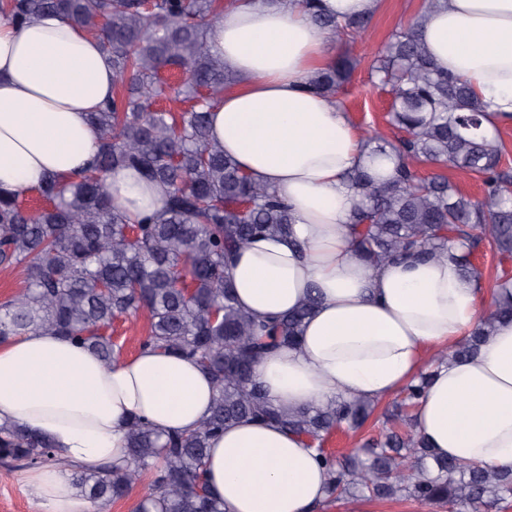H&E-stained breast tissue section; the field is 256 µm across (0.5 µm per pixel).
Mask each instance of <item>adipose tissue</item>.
<instances>
[{"mask_svg": "<svg viewBox=\"0 0 512 512\" xmlns=\"http://www.w3.org/2000/svg\"><path fill=\"white\" fill-rule=\"evenodd\" d=\"M419 34L435 65L483 103L487 134L512 124V0H436ZM208 45L236 78L209 114V138L292 219L290 236L238 251L229 270L237 304L262 318L317 299L300 347L265 358L254 378L288 408L384 399L422 370L428 350L473 325L477 283L447 258L372 267L354 252L348 175L366 160V136L311 88L335 48L303 0H227ZM114 93L99 39L57 13L20 25L0 11V194L22 198L48 177L83 171L99 150L89 116ZM107 186L130 218L165 209V187L134 169L111 172ZM215 394L208 374L174 354L143 349L107 363L42 331L0 343V424L46 436L87 468L123 460L131 418L190 431ZM417 425L439 456L512 466V322H500L476 357L437 368ZM207 477L226 512H318L327 481L305 441L250 421L211 440ZM25 484L38 512H91L66 470H29Z\"/></svg>", "mask_w": 512, "mask_h": 512, "instance_id": "ef3b65f1", "label": "adipose tissue"}]
</instances>
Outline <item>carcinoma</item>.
Here are the masks:
<instances>
[{
    "instance_id": "carcinoma-1",
    "label": "carcinoma",
    "mask_w": 512,
    "mask_h": 512,
    "mask_svg": "<svg viewBox=\"0 0 512 512\" xmlns=\"http://www.w3.org/2000/svg\"><path fill=\"white\" fill-rule=\"evenodd\" d=\"M23 23L57 11L103 41L112 59L116 93L92 113L101 146L95 164L75 181L46 179L37 191L45 205L28 211L21 199L0 196V266L22 269L25 288L0 304V339L26 330L81 343L110 362L122 350L104 330L140 311L148 316L143 348L194 359L208 372L217 398L211 415L190 433L162 434L134 419L128 425L123 467L85 471L52 443L20 429L0 427V462L60 465L93 512H108L143 482L136 512H225L209 491V440L243 419L274 421L315 444L328 483L325 508L351 499L410 500L479 512L512 502V466L490 468L439 457L417 430V410L432 382L426 370L402 390L387 427L360 448L338 456L321 449L337 429L355 432L378 401L341 396L326 404L287 409L269 401L253 382L257 364L280 347L299 343L315 298L280 318L256 321L235 302L229 279L233 253L260 234L290 233L288 206L252 181L208 139V109L233 81L208 49L217 0H3ZM434 0L393 33L379 51L371 78L392 94L388 122L405 133L396 142L368 136L369 154L393 162L380 177L366 167L348 180L357 203L350 224L355 252L371 265L397 258L448 257L463 277H481L474 249L488 243L512 258V171L502 165L500 136L482 131L483 106L463 79L440 71L418 35ZM312 19L334 39L352 42L370 19L340 23ZM179 70L177 84L159 72ZM355 61L345 56L319 72L315 89L336 100ZM163 100L189 103L173 113ZM459 168L481 178L473 200L444 173L424 178L421 165ZM136 168L170 189L158 216L132 223L112 201L106 173ZM512 319V277L502 271L492 309L433 365L473 357L496 324Z\"/></svg>"
}]
</instances>
